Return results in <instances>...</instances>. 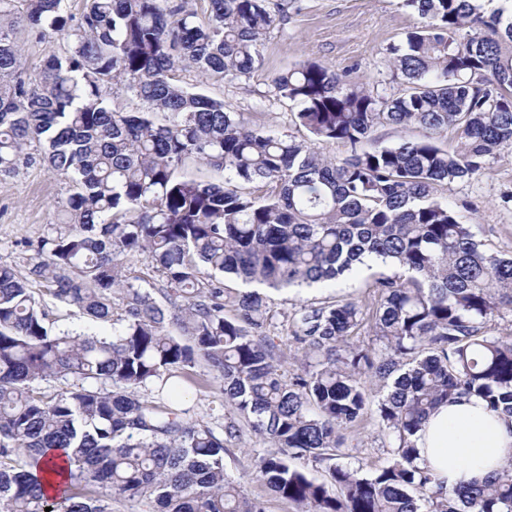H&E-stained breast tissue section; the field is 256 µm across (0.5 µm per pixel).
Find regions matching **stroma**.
Listing matches in <instances>:
<instances>
[{"label": "stroma", "mask_w": 512, "mask_h": 512, "mask_svg": "<svg viewBox=\"0 0 512 512\" xmlns=\"http://www.w3.org/2000/svg\"><path fill=\"white\" fill-rule=\"evenodd\" d=\"M416 22L402 9L399 0H299V7L277 23L261 47L262 64L250 76L229 82H212L197 72H183V80L210 96L223 100L227 109L238 112L257 126H276L282 132L299 135L287 104L274 100L272 79L281 70L302 61H317L336 71L356 69L375 93L389 96L402 88L399 78L386 65L387 50L399 44ZM512 190V144L501 146L491 170L478 179L439 187L437 194L448 203L462 199L476 201L469 214L478 240L487 251L512 255V210L502 209L499 198ZM66 186L40 166L23 168L10 177H0V264L28 276L33 247L52 232V222ZM373 279L362 269L342 279L333 288H293L268 291L276 315L294 313L301 305H316L338 298L361 300ZM184 419L209 426L223 435L227 411L217 387L189 385L180 404ZM385 438L377 426L367 425L345 432V463L371 470L385 460ZM268 444L251 432L229 442L224 470L241 481L249 495L263 501L266 512H295L288 501L272 495L253 474L254 458L267 452Z\"/></svg>", "instance_id": "1"}]
</instances>
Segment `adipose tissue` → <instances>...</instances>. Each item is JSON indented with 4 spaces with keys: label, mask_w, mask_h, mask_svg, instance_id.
Returning <instances> with one entry per match:
<instances>
[{
    "label": "adipose tissue",
    "mask_w": 512,
    "mask_h": 512,
    "mask_svg": "<svg viewBox=\"0 0 512 512\" xmlns=\"http://www.w3.org/2000/svg\"><path fill=\"white\" fill-rule=\"evenodd\" d=\"M420 465L447 487L501 469L512 449V423L494 415L478 398L444 404L429 417L416 440Z\"/></svg>",
    "instance_id": "adipose-tissue-1"
}]
</instances>
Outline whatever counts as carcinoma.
<instances>
[{"label":"carcinoma","mask_w":512,"mask_h":512,"mask_svg":"<svg viewBox=\"0 0 512 512\" xmlns=\"http://www.w3.org/2000/svg\"><path fill=\"white\" fill-rule=\"evenodd\" d=\"M0 0V176L44 166L68 187L55 235L29 274L54 301L109 323L112 334L53 327L29 280L0 265V512H112V495L158 512H265L224 472V441L242 430L273 450L255 475L297 512H512V453L497 477L444 487L416 463L414 438L441 403L472 396L512 418V336L492 324L512 311V257L488 253L438 185L485 174L512 143V10L493 0H402L416 25L389 48L406 89L383 97L318 62L274 76L296 109L298 139L243 116L176 77L191 67L215 81L249 76L260 47L295 0ZM66 45L27 72L16 27ZM122 85L146 108L103 94ZM416 126L423 138L374 142L379 127ZM457 143H440L448 130ZM340 143L336 159L315 145ZM196 163L218 181L188 172ZM149 253L159 288L128 282L121 257ZM391 266L364 302L307 304L287 323L305 357L281 373L266 295ZM370 329L381 349L350 340ZM205 365L232 416L226 439L180 417L189 370ZM77 384L48 399L38 379ZM382 383L370 403L362 379ZM157 385L170 404L141 400ZM387 434L386 462L369 471L338 461L341 431L367 417ZM64 452L66 489L44 487L48 452ZM324 467L317 481L290 464Z\"/></svg>","instance_id":"carcinoma-1"}]
</instances>
